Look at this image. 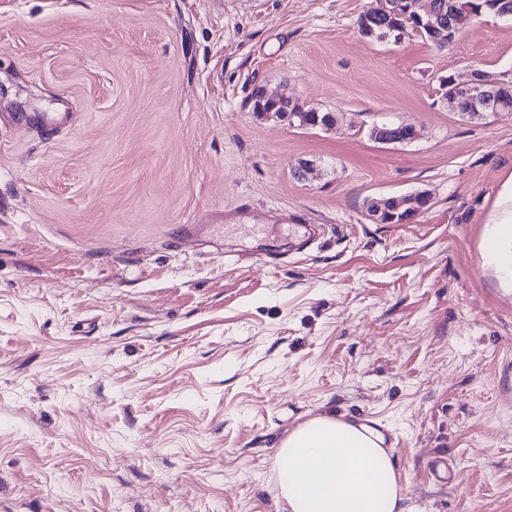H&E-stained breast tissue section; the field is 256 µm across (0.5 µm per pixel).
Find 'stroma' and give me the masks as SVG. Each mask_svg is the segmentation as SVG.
Returning a JSON list of instances; mask_svg holds the SVG:
<instances>
[{"label": "stroma", "instance_id": "obj_1", "mask_svg": "<svg viewBox=\"0 0 512 512\" xmlns=\"http://www.w3.org/2000/svg\"><path fill=\"white\" fill-rule=\"evenodd\" d=\"M368 3L0 0V512H285L277 444L324 413L376 423L411 512H512V112L439 87L512 81V20L440 49ZM403 5V1L401 0H374L371 2V5L366 10L368 12L369 17L371 19H378L380 17H387L390 19L395 14H398L401 11V6ZM409 7V3L406 2L402 9L401 15L391 18L390 21L386 20H378L374 21V28L376 30V35L373 36L378 40H384L392 38L393 31L396 30H404L407 26L413 27L415 24L413 20L412 13L407 14L406 8ZM494 83H489L484 76L472 72L469 80L465 82H457L453 77H442L440 79V91L442 101L451 104L455 112L467 120H480L483 119L486 112L494 108L496 111L497 106H492L491 101L487 100L486 104L482 105L483 99L489 96L498 95V87L500 82L493 77ZM464 94H469V98L464 99ZM485 94V95H484ZM467 101L469 106L463 108V103ZM480 103V105H478ZM475 107L474 110L472 108ZM485 109V110H484ZM468 110L469 112H464ZM263 96H264V91L261 88L257 89L253 94V98L255 99L253 109L255 112H257V114L270 113L272 116H275L276 118H279V119L288 117L289 121H291L292 118L295 116L288 115V114L289 113L296 114V117L299 120V125H301L302 123L311 125L314 120L315 113L319 112L315 109L303 111L296 105H293L290 107V104H288V102L285 104H276L275 102L271 101L268 98L275 99L276 101L282 100V99L275 98V97L267 95V93H265V96L268 98L266 100H262ZM319 113L321 115V119L325 118L328 115L327 112H325V113L319 112ZM401 124L403 126H401V125L396 126L392 130V132H391V128H392L393 125H390V124H387V123H382L380 125L377 124L376 126H374L371 129V131H372V139L377 141V142H379V143L387 144V143H389L390 132H391V135L395 139L406 140L410 136V132H409V127L408 126H411L413 132L416 134V130H415L416 127L413 126L411 123L402 122ZM406 125H408V126H406ZM487 222L497 225L485 242L486 256L512 280V176L504 184ZM428 196L418 193L402 199L374 198L367 202V213L371 221L379 224H407L425 209Z\"/></svg>", "mask_w": 512, "mask_h": 512}]
</instances>
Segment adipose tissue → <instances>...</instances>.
I'll return each instance as SVG.
<instances>
[{"mask_svg":"<svg viewBox=\"0 0 512 512\" xmlns=\"http://www.w3.org/2000/svg\"><path fill=\"white\" fill-rule=\"evenodd\" d=\"M487 257L512 277V178L488 218ZM381 431L365 422L315 416L277 446L278 496L288 512H410L383 449Z\"/></svg>","mask_w":512,"mask_h":512,"instance_id":"obj_1","label":"adipose tissue"}]
</instances>
